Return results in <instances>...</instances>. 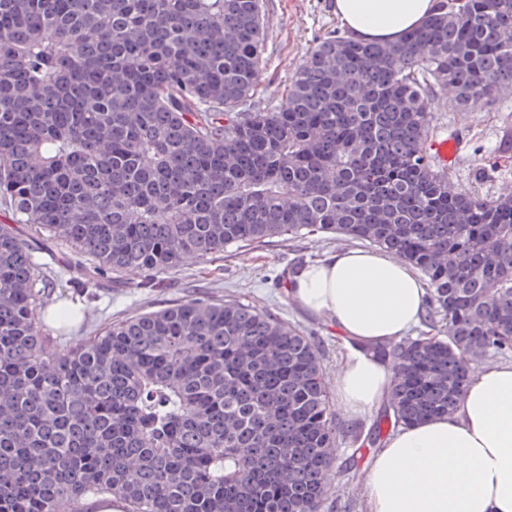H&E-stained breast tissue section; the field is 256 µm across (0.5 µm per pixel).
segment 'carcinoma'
Here are the masks:
<instances>
[{"mask_svg": "<svg viewBox=\"0 0 512 512\" xmlns=\"http://www.w3.org/2000/svg\"><path fill=\"white\" fill-rule=\"evenodd\" d=\"M263 0H0V199L112 282L326 233L418 270L424 330L367 431L338 427L321 341L237 299H190L65 348L58 279L0 224V512H321L337 436L356 472L396 427L454 411L473 358L512 353V194L429 154L432 93L512 89V0H439L395 43L333 29L255 98ZM80 311L61 305V329Z\"/></svg>", "mask_w": 512, "mask_h": 512, "instance_id": "obj_1", "label": "carcinoma"}]
</instances>
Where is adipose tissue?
<instances>
[{
  "label": "adipose tissue",
  "instance_id": "adipose-tissue-1",
  "mask_svg": "<svg viewBox=\"0 0 512 512\" xmlns=\"http://www.w3.org/2000/svg\"><path fill=\"white\" fill-rule=\"evenodd\" d=\"M331 9L354 37L396 42L427 20L435 0H332ZM288 296L350 348L333 387L337 410L381 409L395 371L372 348L419 322L428 291L413 268L383 250L346 249L304 265ZM363 492L369 512H512V361L471 371L451 414L387 436Z\"/></svg>",
  "mask_w": 512,
  "mask_h": 512
}]
</instances>
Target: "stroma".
Instances as JSON below:
<instances>
[{
  "mask_svg": "<svg viewBox=\"0 0 512 512\" xmlns=\"http://www.w3.org/2000/svg\"><path fill=\"white\" fill-rule=\"evenodd\" d=\"M266 16V53L260 98L282 105L286 102L288 79L302 62L314 39L336 28L331 0H263ZM434 138L457 136L463 148L447 167L457 187L484 198L512 192V93L496 103L480 104L466 112L448 106V92L433 90ZM38 261L53 262L70 257L73 267L61 287L64 297L74 300L82 317L68 330H52L55 344L63 346L78 337L94 334L106 324L177 301L191 298L239 299L270 310L288 324L318 336L324 349L325 380L334 384L345 349L335 329L304 314L288 297L289 268L298 261L312 263L336 251L354 247V240L326 234H312L291 240H274L266 246L225 249L223 258L207 260L165 274L153 287L130 283L122 287H90L84 275L92 262L76 254L64 242L19 225ZM363 473H337L333 489L321 512H368L362 494Z\"/></svg>",
  "mask_w": 512,
  "mask_h": 512,
  "instance_id": "1",
  "label": "stroma"
}]
</instances>
